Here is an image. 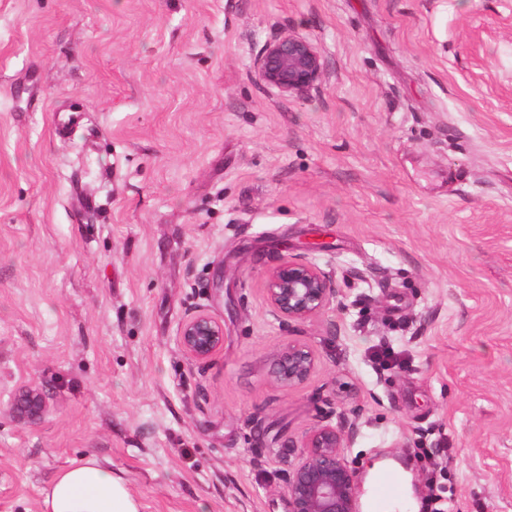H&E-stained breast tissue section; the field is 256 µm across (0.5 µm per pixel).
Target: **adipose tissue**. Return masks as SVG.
<instances>
[{"label":"adipose tissue","instance_id":"obj_1","mask_svg":"<svg viewBox=\"0 0 512 512\" xmlns=\"http://www.w3.org/2000/svg\"><path fill=\"white\" fill-rule=\"evenodd\" d=\"M42 512H139V507L111 466L87 456L53 477Z\"/></svg>","mask_w":512,"mask_h":512}]
</instances>
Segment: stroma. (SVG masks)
Instances as JSON below:
<instances>
[{
    "label": "stroma",
    "mask_w": 512,
    "mask_h": 512,
    "mask_svg": "<svg viewBox=\"0 0 512 512\" xmlns=\"http://www.w3.org/2000/svg\"><path fill=\"white\" fill-rule=\"evenodd\" d=\"M288 30L325 59L304 98L254 73ZM289 251L345 309L268 315ZM290 340L317 367L285 392ZM355 406L359 494L387 460L416 512H512V0H0V512L88 454L140 512H287L303 437ZM177 344L187 360L206 362L223 350L224 323L204 308L195 309L179 325ZM315 366V354L308 345L288 342L272 356L270 380L276 387L290 390L305 383ZM50 397L37 384L20 387L11 402V411L19 422L33 423L42 420L50 411Z\"/></svg>",
    "instance_id": "obj_1"
}]
</instances>
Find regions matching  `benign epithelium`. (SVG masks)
Segmentation results:
<instances>
[{"label":"benign epithelium","instance_id":"obj_1","mask_svg":"<svg viewBox=\"0 0 512 512\" xmlns=\"http://www.w3.org/2000/svg\"><path fill=\"white\" fill-rule=\"evenodd\" d=\"M324 70L319 48L294 32L267 39L255 58L258 81L285 97H302L318 86ZM270 315L282 324L304 323L322 317L332 307L345 308L344 292L333 272L298 255H286L262 272ZM177 344L185 358L206 362L224 347V323L198 308L184 318ZM316 366L313 350L290 342L272 356L270 380L290 390L305 383ZM50 397L37 384L20 387L11 402L15 418L24 423L42 420L50 411ZM362 412L336 414L303 438V452L286 471L284 492L288 512H360L355 460L350 448L362 432Z\"/></svg>","mask_w":512,"mask_h":512}]
</instances>
